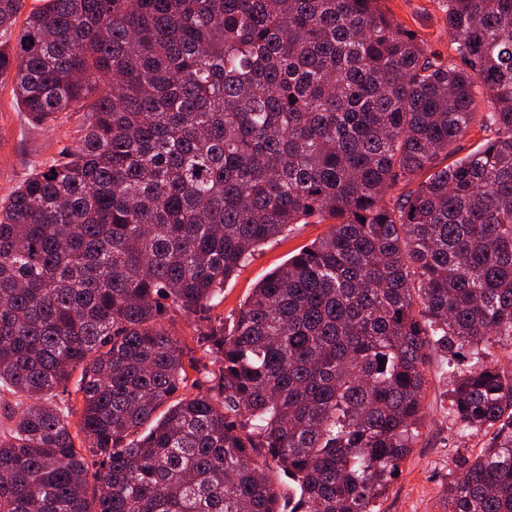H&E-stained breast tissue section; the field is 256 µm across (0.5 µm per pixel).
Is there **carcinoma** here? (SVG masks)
Here are the masks:
<instances>
[{"label":"carcinoma","mask_w":512,"mask_h":512,"mask_svg":"<svg viewBox=\"0 0 512 512\" xmlns=\"http://www.w3.org/2000/svg\"><path fill=\"white\" fill-rule=\"evenodd\" d=\"M22 7L0 0L1 37ZM444 13L448 58L381 0L28 13L0 77L83 123L0 206V512H379L433 351L475 360L453 417L493 430L443 512H512V369L479 358L512 349V0ZM325 222L213 315L262 246Z\"/></svg>","instance_id":"obj_1"}]
</instances>
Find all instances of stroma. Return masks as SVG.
<instances>
[{"instance_id":"obj_1","label":"stroma","mask_w":512,"mask_h":512,"mask_svg":"<svg viewBox=\"0 0 512 512\" xmlns=\"http://www.w3.org/2000/svg\"><path fill=\"white\" fill-rule=\"evenodd\" d=\"M383 7L394 21L414 30L435 49L449 53L442 0H384ZM12 86V80L0 79V205L30 173L44 169L61 152L74 147L81 122L80 114L73 113L53 125L36 124L17 103ZM327 230L324 224H298L288 236L263 246L235 278L225 283L216 315L231 318L269 271L323 237ZM468 366L464 360L452 367L445 354L433 355L422 436L380 501L381 512H443L441 493L457 459L477 453L491 439L488 431L460 432L451 412L453 378Z\"/></svg>"}]
</instances>
